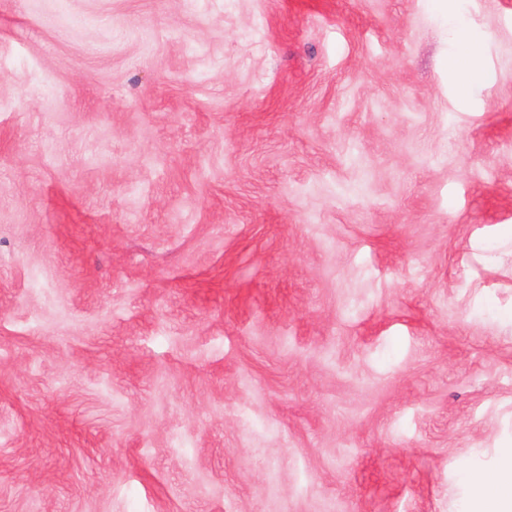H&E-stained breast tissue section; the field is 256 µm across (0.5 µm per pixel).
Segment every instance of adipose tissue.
<instances>
[{
  "instance_id": "1",
  "label": "adipose tissue",
  "mask_w": 512,
  "mask_h": 512,
  "mask_svg": "<svg viewBox=\"0 0 512 512\" xmlns=\"http://www.w3.org/2000/svg\"><path fill=\"white\" fill-rule=\"evenodd\" d=\"M451 28L459 50L470 60L469 66L459 73V84L467 91L485 79L479 47L471 36L466 16L453 19ZM459 470L469 488L461 512H512V444L499 449L492 473H484L465 461L461 462Z\"/></svg>"
}]
</instances>
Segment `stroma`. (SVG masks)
<instances>
[{
	"label": "stroma",
	"instance_id": "35a3bbf8",
	"mask_svg": "<svg viewBox=\"0 0 512 512\" xmlns=\"http://www.w3.org/2000/svg\"><path fill=\"white\" fill-rule=\"evenodd\" d=\"M0 0V512H448L512 442V0ZM451 28L456 35L459 51L469 58L470 64L464 70H459V86L465 93L485 80V73L480 63L479 47L472 39L470 22L465 15H459L451 21Z\"/></svg>",
	"mask_w": 512,
	"mask_h": 512
}]
</instances>
